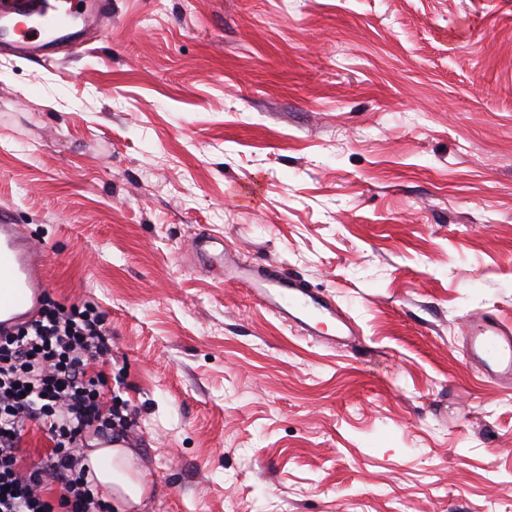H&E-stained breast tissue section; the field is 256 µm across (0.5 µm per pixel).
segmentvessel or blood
Masks as SVG:
<instances>
[{
    "label": "vessel or blood",
    "mask_w": 512,
    "mask_h": 512,
    "mask_svg": "<svg viewBox=\"0 0 512 512\" xmlns=\"http://www.w3.org/2000/svg\"><path fill=\"white\" fill-rule=\"evenodd\" d=\"M92 7V0H5L0 5V35L10 38L17 50L35 54L67 44L68 22L85 17ZM47 260V252L19 225L0 222V325L11 327L36 317L47 290ZM237 278L272 312L306 334H314V318L336 315L334 304L301 290L293 280L246 269ZM465 350L489 379L512 383V325L491 314L474 316L467 326Z\"/></svg>",
    "instance_id": "vessel-or-blood-1"
}]
</instances>
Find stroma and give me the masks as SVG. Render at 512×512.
I'll return each mask as SVG.
<instances>
[{
	"label": "stroma",
	"instance_id": "obj_1",
	"mask_svg": "<svg viewBox=\"0 0 512 512\" xmlns=\"http://www.w3.org/2000/svg\"><path fill=\"white\" fill-rule=\"evenodd\" d=\"M107 2L0 50V222L102 312L145 512H512V390L463 336L512 321V0ZM241 284L277 314L285 322H292L303 328L306 335H313L316 328L313 319L328 316L338 319L341 328L352 333L350 321L336 314V306L312 293L301 290L292 279L276 274H254L241 269L237 274Z\"/></svg>",
	"mask_w": 512,
	"mask_h": 512
}]
</instances>
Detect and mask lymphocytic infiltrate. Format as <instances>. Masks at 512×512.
Segmentation results:
<instances>
[{
	"label": "lymphocytic infiltrate",
	"mask_w": 512,
	"mask_h": 512,
	"mask_svg": "<svg viewBox=\"0 0 512 512\" xmlns=\"http://www.w3.org/2000/svg\"><path fill=\"white\" fill-rule=\"evenodd\" d=\"M112 350L96 306L65 307L43 296L36 319L0 331V512H112L87 480L79 449L87 433L126 437L134 414L115 402L92 362ZM46 429L51 452L21 462L30 424ZM56 496L47 499L46 485Z\"/></svg>",
	"instance_id": "lymphocytic-infiltrate-1"
}]
</instances>
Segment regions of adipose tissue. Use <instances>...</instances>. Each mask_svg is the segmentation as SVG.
I'll return each instance as SVG.
<instances>
[{
    "mask_svg": "<svg viewBox=\"0 0 512 512\" xmlns=\"http://www.w3.org/2000/svg\"><path fill=\"white\" fill-rule=\"evenodd\" d=\"M87 480L114 512H135L148 489V473L138 468L132 449L116 445L85 451Z\"/></svg>",
    "mask_w": 512,
    "mask_h": 512,
    "instance_id": "obj_1",
    "label": "adipose tissue"
}]
</instances>
